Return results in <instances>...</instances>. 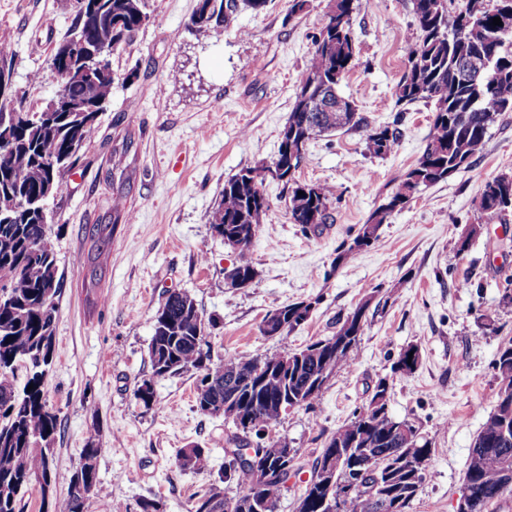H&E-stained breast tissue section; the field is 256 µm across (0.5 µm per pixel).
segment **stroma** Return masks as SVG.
<instances>
[{"instance_id": "1", "label": "stroma", "mask_w": 512, "mask_h": 512, "mask_svg": "<svg viewBox=\"0 0 512 512\" xmlns=\"http://www.w3.org/2000/svg\"><path fill=\"white\" fill-rule=\"evenodd\" d=\"M333 0H268L240 5L226 27L190 28L197 0H148L149 19L133 42L113 52L112 96L78 165L49 199L51 238L63 279L53 362L45 381L57 417L50 463L52 499L64 502L81 452L94 439L102 487L88 512H136L140 499L160 512H192L199 492L220 481L224 440L235 426L196 408L200 373L154 376L148 355L153 321L168 296L192 297L205 319L213 357L277 356L330 338L339 321L371 295L387 297L368 312L354 365L338 372L311 410L283 415L273 440L296 449L276 512H296L327 439L389 383L388 410L415 421L431 444L425 478L410 512H456L471 444L493 410V362L512 339V212L480 209V184L512 172V112L491 126L470 165L420 188L394 210L379 241L344 262L335 257L358 224L386 203L427 145L432 106L397 105L396 93L420 32L413 0H354L355 57L338 90L367 128L390 126L394 151L365 150L367 128L312 141L295 178L334 187L328 220L317 232L292 223L288 188L266 180L269 209L251 247L256 270L244 288L224 279L237 253L209 218L225 180L241 168L272 164L294 105L297 81ZM74 0H0V45L10 49L12 99L37 111L53 99L55 47L70 28ZM127 214L112 218V200ZM115 223L105 272L91 285L80 254L94 224ZM480 232L466 252L456 243L470 225ZM306 302L308 320L279 336L262 332L267 314ZM420 359L409 373L392 365L407 347ZM152 380L155 402L134 392ZM208 448L207 470H182L181 449Z\"/></svg>"}]
</instances>
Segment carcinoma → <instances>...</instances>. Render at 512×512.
<instances>
[{"label":"carcinoma","instance_id":"carcinoma-1","mask_svg":"<svg viewBox=\"0 0 512 512\" xmlns=\"http://www.w3.org/2000/svg\"><path fill=\"white\" fill-rule=\"evenodd\" d=\"M240 1L254 9L268 2L199 0L191 18L192 28L206 32L229 25ZM88 2L94 4V14L84 16L76 9L68 37L91 49L117 50L148 20V0ZM353 2L334 0L326 23L314 39L310 63L298 81L294 106L280 137L306 147L324 133L367 125L348 100L346 112L309 109L318 94L336 97L337 86L349 70L355 51ZM413 8L420 39L408 58L396 103L423 101L433 105L428 144L389 202L359 226L352 243L338 254L339 262L375 244L389 213L407 204L420 187L447 179L462 161L479 154L496 117L512 112V30L492 25L495 17L512 16V0H493L491 5L486 0H465V6L454 13L448 0H413ZM462 41L469 50L493 57L487 77L477 80L459 67L457 50ZM87 66L86 60L67 62V71L58 72L54 99L40 112L20 107L6 112L8 96L0 95V512H17L20 493L34 480L40 484L43 503H48L57 417L48 408L44 383L53 359L63 288L45 204L62 191L65 175L78 166L82 148L112 96V76L86 73ZM397 140V130L373 128L366 134V150L385 156L394 151ZM266 170V166L243 168L225 181L222 200L210 216L212 229L237 251L234 269L239 273H255L250 250L268 210L261 191ZM285 184L293 223L305 230H318L327 221L328 205L335 193L326 185L303 184L292 176ZM479 204L490 213L511 210L512 175L501 174L483 182ZM112 214L113 223L94 224L89 229L94 253L80 256L89 266L93 285L102 278L116 222L124 214L118 198L112 200ZM297 308L296 303L279 308L283 318L274 320L272 329L282 326L291 331L305 322L307 317L298 314ZM202 324L203 316L188 294L168 298L154 320L149 344L153 375L161 376L164 367L170 374L189 368L200 371L196 404L204 414L213 402L215 385L224 388L232 380L237 382V406H228L224 418L243 434L257 436L281 418V400H294L299 409L314 407L321 391L312 390L309 382L324 370L337 373L350 368L357 359L363 329L361 324L344 321L331 337L334 344L327 353H315L312 343L290 374L273 373L257 387L253 375L265 356L245 353L211 359L209 352L203 351ZM28 360L31 365L26 369V384L34 385L30 391L15 384L19 364ZM494 370L499 381L496 402L472 442L464 476V488L469 490L466 512H489L503 495L512 493V340L500 346ZM385 386L386 380H379L368 403L354 411L322 449L324 458L334 449H348L356 437L364 438L371 457L350 453L336 473V483L370 480L378 485V498L353 491L335 512H409L424 480L430 442L413 422L393 417L387 403L374 404L379 395L387 393ZM256 448L264 451L257 463L260 468L275 464L285 451L277 442ZM396 448L412 449V462L398 464ZM104 452L100 441L82 450L81 479L88 497L81 499L71 491L55 512H87L90 498L99 490L97 465ZM178 462L185 470L201 471L208 466L209 450L199 445L184 448ZM324 495L319 482L310 481L297 512H323L318 498Z\"/></svg>","mask_w":512,"mask_h":512}]
</instances>
